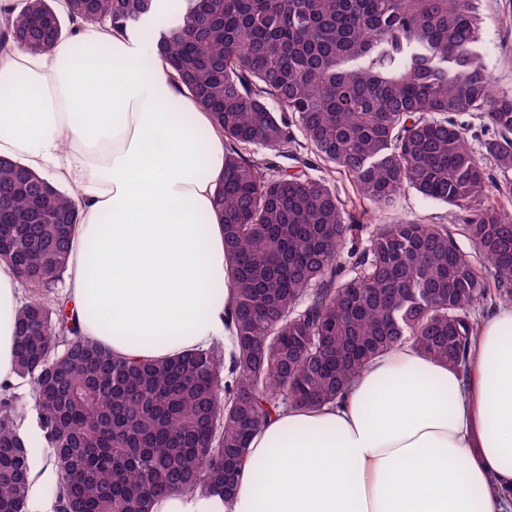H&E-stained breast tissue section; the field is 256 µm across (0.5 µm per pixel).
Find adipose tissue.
Returning a JSON list of instances; mask_svg holds the SVG:
<instances>
[{"label":"adipose tissue","mask_w":512,"mask_h":512,"mask_svg":"<svg viewBox=\"0 0 512 512\" xmlns=\"http://www.w3.org/2000/svg\"><path fill=\"white\" fill-rule=\"evenodd\" d=\"M154 32L0 52V158L70 187L66 293L84 335L135 361L227 341L232 305L224 134ZM24 302L0 261V386L20 384ZM152 512H512V305L483 314L466 375L395 345L340 405L273 413L229 504L174 492Z\"/></svg>","instance_id":"ef3b65f1"}]
</instances>
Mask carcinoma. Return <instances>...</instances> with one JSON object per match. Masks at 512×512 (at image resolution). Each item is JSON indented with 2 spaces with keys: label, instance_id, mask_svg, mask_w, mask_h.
<instances>
[{
  "label": "carcinoma",
  "instance_id": "carcinoma-1",
  "mask_svg": "<svg viewBox=\"0 0 512 512\" xmlns=\"http://www.w3.org/2000/svg\"><path fill=\"white\" fill-rule=\"evenodd\" d=\"M57 2L5 14L0 50L45 51L78 23L136 28L163 0ZM182 2L158 42L228 142L216 206L234 290L229 342L132 362L81 335L67 297L46 295L67 270L78 211L0 158V260L38 289L17 318V376L53 449L64 512H150L175 491L228 500L272 413L336 403L402 342L463 372L476 307L512 303V94L492 92L479 62L475 0ZM472 112L487 119L479 152L458 120ZM257 146L311 158L291 172L255 157ZM316 169L349 176L368 210L411 188L459 208L461 225L363 224ZM20 422V395L5 388L0 512H25Z\"/></svg>",
  "mask_w": 512,
  "mask_h": 512
}]
</instances>
